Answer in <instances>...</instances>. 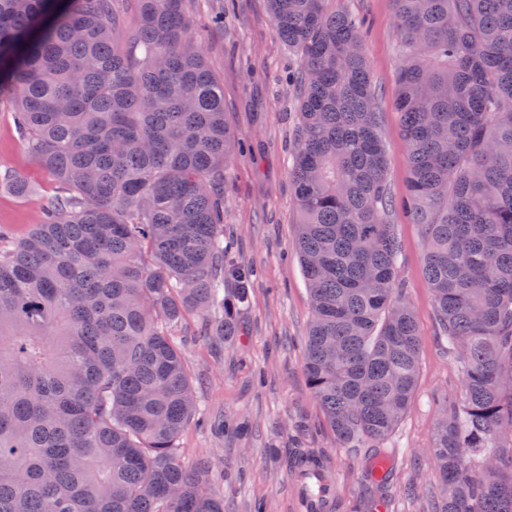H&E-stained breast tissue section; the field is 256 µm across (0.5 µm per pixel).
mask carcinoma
<instances>
[{"label":"carcinoma","mask_w":512,"mask_h":512,"mask_svg":"<svg viewBox=\"0 0 512 512\" xmlns=\"http://www.w3.org/2000/svg\"><path fill=\"white\" fill-rule=\"evenodd\" d=\"M327 2L269 0L297 60L304 367L340 446L376 466L420 338L363 33ZM394 3L403 207L465 377L431 446L441 512H512V0ZM5 95L60 194L21 241L0 233V512H224L210 464L182 459L200 408L170 329L195 311L234 335L245 289L221 315L215 298L253 270L224 247L237 155L184 0H0Z\"/></svg>","instance_id":"obj_1"}]
</instances>
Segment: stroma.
Returning a JSON list of instances; mask_svg holds the SVG:
<instances>
[{
    "instance_id": "obj_1",
    "label": "stroma",
    "mask_w": 512,
    "mask_h": 512,
    "mask_svg": "<svg viewBox=\"0 0 512 512\" xmlns=\"http://www.w3.org/2000/svg\"><path fill=\"white\" fill-rule=\"evenodd\" d=\"M329 5L363 24L380 133L388 147L387 183L394 198L405 199L409 167L397 106L402 60L394 0ZM186 8L201 25L209 12H226L223 26L209 28L203 40L240 154L224 184V243L259 275L237 314V336L198 338L200 317L194 312L173 330L201 409L228 424L220 435L187 426L180 438L185 461L212 463L224 512H254L259 503L264 512H300L303 495L292 463L301 453L322 458L332 512H437L440 476L429 448L440 418L438 401L459 395L464 376L438 339L420 229L403 211L394 212L398 273L421 337L419 376L414 401L388 443L386 469L371 473L368 449L337 443L304 368L312 309L288 175L299 113L285 84L296 59L275 33L268 0H187ZM14 178L26 181V196L12 191ZM58 193L56 181L19 137L13 112L0 106V227L11 237L24 235Z\"/></svg>"
}]
</instances>
